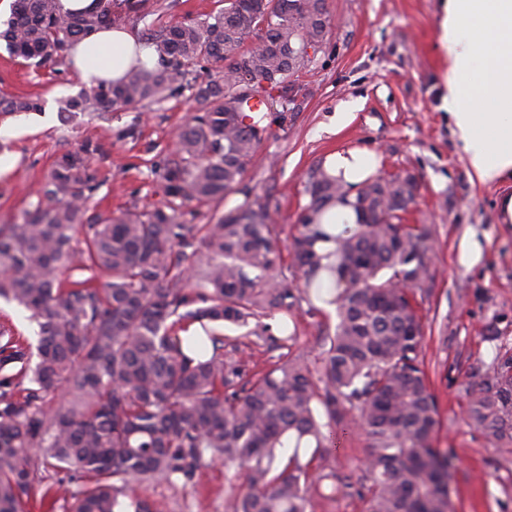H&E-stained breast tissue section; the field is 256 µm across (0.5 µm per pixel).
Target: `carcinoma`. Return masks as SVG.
Returning <instances> with one entry per match:
<instances>
[{"label":"carcinoma","mask_w":512,"mask_h":512,"mask_svg":"<svg viewBox=\"0 0 512 512\" xmlns=\"http://www.w3.org/2000/svg\"><path fill=\"white\" fill-rule=\"evenodd\" d=\"M147 16L146 0H97L93 12L61 0H12L0 29L8 53L39 67L99 29ZM326 0H224L194 22H158L144 38L158 67L140 61L115 85L99 84L63 101L71 119L96 110L159 101L184 87L197 113L176 135L165 165L164 208L102 221L88 214L95 188L86 143L57 158L37 202L0 224V300L31 313L37 342L0 325V512H25L42 482L41 459L77 475L46 488L69 512H165L131 496L146 481L187 487L206 462L245 469L248 490L231 512H306L308 495L330 478L325 461L337 431L365 436L363 512H445L452 457L434 447L438 405L424 368L417 293L435 278V239L427 224H404L415 204L414 175L370 177L356 187L321 165L309 173L289 255L301 273L283 275L282 225L268 205L245 197L213 224H186L178 203H220L239 191L265 128L229 106L242 74L279 88L321 45ZM259 35L255 47L245 43ZM224 64L192 83L189 67ZM32 97H0V116L39 112ZM356 192L358 223L331 234L326 209ZM335 249L316 253L318 241ZM327 263H322V260ZM97 267L96 288L65 280L66 270ZM336 289L334 332L320 365L262 322L290 312L324 282ZM199 324L203 335L179 332ZM252 326L244 337L284 353L249 372L224 360L239 337L212 328ZM64 398L43 404L49 393ZM467 422L496 448L512 446V351L498 352L467 390ZM305 443L314 453L302 462ZM293 453L283 457L285 448Z\"/></svg>","instance_id":"obj_1"}]
</instances>
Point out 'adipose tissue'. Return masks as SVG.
Wrapping results in <instances>:
<instances>
[{"mask_svg": "<svg viewBox=\"0 0 512 512\" xmlns=\"http://www.w3.org/2000/svg\"><path fill=\"white\" fill-rule=\"evenodd\" d=\"M440 43L448 56L444 74L447 110L476 179L512 177V0H443ZM472 37L465 40L461 29ZM155 60L136 32L107 27L69 46L66 61L88 84L117 83L137 61ZM326 169L356 185L375 173V153H330Z\"/></svg>", "mask_w": 512, "mask_h": 512, "instance_id": "ef3b65f1", "label": "adipose tissue"}]
</instances>
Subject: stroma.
<instances>
[{"mask_svg": "<svg viewBox=\"0 0 512 512\" xmlns=\"http://www.w3.org/2000/svg\"><path fill=\"white\" fill-rule=\"evenodd\" d=\"M148 16L128 27L145 34L156 21L200 19L220 9L219 0H149ZM328 34L297 79L298 100H277L264 115L268 133L242 178V190L211 208L184 204L187 222L207 224L252 196L269 205L278 223L292 227L309 201L311 168L328 153L356 147L377 153L378 174L414 173L420 183L409 224L430 225L435 238V280L418 302L425 326V369L437 398L435 445L454 457L449 482L451 512H512V447L496 448L465 419L468 387L499 350L512 348V223H502L498 201L512 184H482L473 176L443 107L448 57L439 43L441 0H326ZM82 86L66 63L37 68L10 57L0 45V96L40 98L43 109L0 118V224L34 204L57 157L86 142L100 147L93 167L96 188L90 213L104 218L150 210L167 201L162 173L178 130L195 102L185 88L152 104L92 111L65 121L61 102ZM351 120L336 133V113ZM488 237L482 264L458 261L463 233ZM272 329L288 326L311 361H318L334 312L301 302L291 313L267 317ZM367 441L340 437L326 466L336 475V495L309 492L308 512H361L354 487L362 477ZM246 490L245 472L216 461L195 485L143 484L135 495L162 500L166 512H226L231 497Z\"/></svg>", "mask_w": 512, "mask_h": 512, "instance_id": "35a3bbf8", "label": "stroma"}]
</instances>
